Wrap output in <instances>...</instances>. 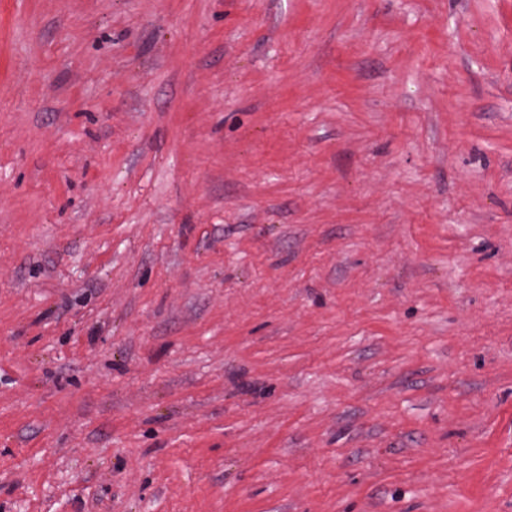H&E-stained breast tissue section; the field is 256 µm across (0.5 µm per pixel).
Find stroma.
Instances as JSON below:
<instances>
[{"label":"stroma","instance_id":"1","mask_svg":"<svg viewBox=\"0 0 512 512\" xmlns=\"http://www.w3.org/2000/svg\"><path fill=\"white\" fill-rule=\"evenodd\" d=\"M0 512H512V0H0Z\"/></svg>","mask_w":512,"mask_h":512}]
</instances>
